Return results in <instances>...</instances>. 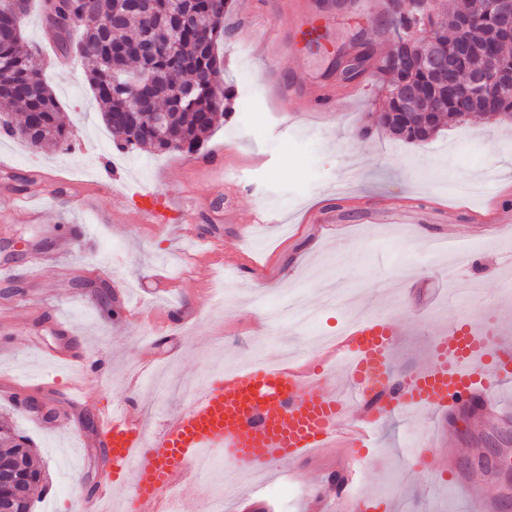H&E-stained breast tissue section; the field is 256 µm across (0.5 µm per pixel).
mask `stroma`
<instances>
[{
    "instance_id": "stroma-1",
    "label": "stroma",
    "mask_w": 512,
    "mask_h": 512,
    "mask_svg": "<svg viewBox=\"0 0 512 512\" xmlns=\"http://www.w3.org/2000/svg\"><path fill=\"white\" fill-rule=\"evenodd\" d=\"M372 60L357 79L336 72V56L360 50ZM278 42L291 108L270 96L263 58ZM393 42L368 0H235L224 16V66L218 78L234 89L227 110L199 151L133 152L126 178L105 174L119 156L72 49L40 58L43 76L70 130L57 148L32 150L0 140V370L14 371L13 393L0 392V418L36 448L46 480L31 493L36 512H69L103 473L92 446L95 414L127 405L158 431L203 378L245 364L256 350L308 352L319 336L339 333L354 314L381 319L398 333L392 364L406 376L427 368L430 337L449 320L490 312L512 297V230L498 210L512 206V125L477 114L449 124L425 143H408L376 127L389 75L376 69ZM344 99L343 112H320L319 100ZM219 160L216 168L207 167ZM169 197L160 224L129 216L137 193ZM37 194L39 221L15 208ZM86 198L77 207L72 197ZM202 237L187 250L183 235ZM453 233L455 251L436 249ZM51 254L47 267L33 253ZM194 310L193 329L169 328L170 307ZM61 322L92 369L88 379L27 349L30 332L56 345ZM169 328L154 347L144 323ZM151 374L134 378L140 358ZM73 385L84 408L74 427L61 390ZM35 397L50 419L17 410ZM502 415L448 420L420 414L376 431L356 489L373 512L394 501L399 512H462L477 488L496 512H512V388ZM433 428L439 445L454 442L453 472L425 474L409 460L418 431ZM346 452L330 448L310 459L281 462L249 478L217 461L202 480L187 481L188 512H203L201 486L219 494L224 512H336V472Z\"/></svg>"
}]
</instances>
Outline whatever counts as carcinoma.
Here are the masks:
<instances>
[{"label":"carcinoma","mask_w":512,"mask_h":512,"mask_svg":"<svg viewBox=\"0 0 512 512\" xmlns=\"http://www.w3.org/2000/svg\"><path fill=\"white\" fill-rule=\"evenodd\" d=\"M30 0H0V102L7 111L20 112L23 120L14 124L0 121V134L17 137L36 150L63 144L68 138L57 98L42 79L40 50L24 47L23 20ZM415 9L399 12L387 20L398 33L428 22L429 10L423 0H413ZM44 21L64 41L73 29L81 30L77 52L88 62L87 80L100 106L105 125L116 136V149H147L154 154L179 150L194 153L203 136L224 117V103L215 102L212 87L218 83L224 40V13L231 0H144L133 10L130 0H43ZM448 15L452 37L432 32L437 50L449 54L466 41L474 53L459 66L466 71L485 61L512 67V40L503 41L494 32V22L481 0H464L455 6L449 0L438 4ZM145 39L154 42V56L135 52L116 56L115 45L132 47ZM371 58L367 44L355 57V64L343 70L354 80ZM392 74L388 96L379 122L392 135L410 143L425 142L440 130L441 123L465 117L470 107L456 94L433 87L431 78L409 59L400 68L385 65ZM151 80L161 99L153 102L166 120L157 125L154 116L130 112L125 101L138 94V86ZM414 87L426 101L413 109L395 96L396 85ZM484 111L512 119V100L490 97ZM12 483L0 493L10 497L21 512H32L30 491L43 479L34 464L27 439L7 426L0 427V472Z\"/></svg>","instance_id":"carcinoma-1"}]
</instances>
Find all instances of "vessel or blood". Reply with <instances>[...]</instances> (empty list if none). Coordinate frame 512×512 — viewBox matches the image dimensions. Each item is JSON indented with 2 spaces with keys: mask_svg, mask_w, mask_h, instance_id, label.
<instances>
[{
  "mask_svg": "<svg viewBox=\"0 0 512 512\" xmlns=\"http://www.w3.org/2000/svg\"><path fill=\"white\" fill-rule=\"evenodd\" d=\"M394 334L380 321L342 331L336 354L350 371L346 395L323 390L324 372L271 362L211 378L156 433L126 409L98 412L95 442L103 448L106 477L74 501L72 512H108L119 480L133 484L129 512H180L190 463L204 448L221 451L237 470L261 471L285 459L310 458L338 442L358 452L370 443L371 425L413 410L452 413L476 400L499 412V396L512 384L511 329L450 321L431 339L430 365L406 377L390 363ZM28 347L58 362H85L81 353L51 349L34 336ZM351 404L357 417L346 414Z\"/></svg>",
  "mask_w": 512,
  "mask_h": 512,
  "instance_id": "obj_1",
  "label": "vessel or blood"
}]
</instances>
